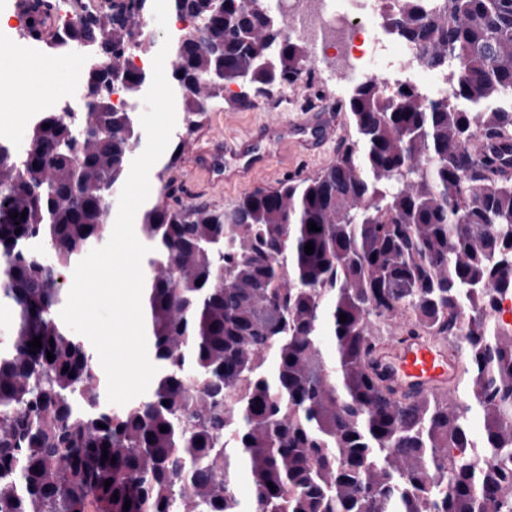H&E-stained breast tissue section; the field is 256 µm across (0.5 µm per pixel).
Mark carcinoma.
<instances>
[{
	"mask_svg": "<svg viewBox=\"0 0 512 512\" xmlns=\"http://www.w3.org/2000/svg\"><path fill=\"white\" fill-rule=\"evenodd\" d=\"M146 2L57 29L50 49L93 42L110 68H86L78 124L44 112L29 156L0 144V300L18 316L0 347V512H240L239 470L252 512H512V330L490 318L512 292V0L386 5L420 62L450 69L452 98L357 85L344 106L358 139L316 176L224 211L169 204L161 188L138 222L158 371L114 414L56 309L59 274L104 237L107 194L140 142L111 95L116 78L134 95L146 85L126 63ZM171 2L206 22L172 56L186 115L227 84L251 106L302 76L307 47L263 0ZM397 316L454 341L463 395L402 402L379 387L367 355Z\"/></svg>",
	"mask_w": 512,
	"mask_h": 512,
	"instance_id": "carcinoma-1",
	"label": "carcinoma"
}]
</instances>
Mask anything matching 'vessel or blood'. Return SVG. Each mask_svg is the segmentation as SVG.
<instances>
[{"label": "vessel or blood", "instance_id": "obj_1", "mask_svg": "<svg viewBox=\"0 0 512 512\" xmlns=\"http://www.w3.org/2000/svg\"><path fill=\"white\" fill-rule=\"evenodd\" d=\"M335 135L334 120L323 112L309 113L305 123L290 127L285 136L310 151L331 141ZM221 148L197 153L196 160L213 179L234 176L251 180L255 167L246 164L227 172ZM370 371L389 396L409 400L428 392L457 389L460 381L461 356L446 344L423 336L412 328L402 329L389 343L374 345L369 354Z\"/></svg>", "mask_w": 512, "mask_h": 512}]
</instances>
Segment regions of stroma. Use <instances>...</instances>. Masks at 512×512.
Masks as SVG:
<instances>
[{"mask_svg":"<svg viewBox=\"0 0 512 512\" xmlns=\"http://www.w3.org/2000/svg\"><path fill=\"white\" fill-rule=\"evenodd\" d=\"M16 3L17 0H0V14L8 18L6 26L0 27V144L20 154L29 145V133L39 111L64 105L76 98L74 67L77 59L52 52L42 40L19 48L17 31L22 20ZM42 57L53 59L52 71L32 92L28 102H18L11 93L8 74L12 73L20 60ZM338 67L337 60L325 59L316 84L300 80L291 85L275 87L268 97L259 99L250 108L220 101L190 120L186 119L184 112H177L169 145L149 174V202L158 200L161 185L166 182L170 184L174 198L183 203L225 210L254 189H272L291 178H308L334 164L347 144L357 138L350 116L345 111H336V135L315 154H303L300 147L277 139L259 141L256 149L264 155L266 164L247 183L214 181L196 165L193 149L195 144L230 140L266 123L299 122L304 114L294 106L293 100L301 95L309 97L321 94L327 107L334 108L337 98L349 97L353 87L361 82L357 76L347 82L341 81L337 74Z\"/></svg>","mask_w":512,"mask_h":512,"instance_id":"stroma-1","label":"stroma"}]
</instances>
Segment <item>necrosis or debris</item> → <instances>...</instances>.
Segmentation results:
<instances>
[{
    "label": "necrosis or debris",
    "mask_w": 512,
    "mask_h": 512,
    "mask_svg": "<svg viewBox=\"0 0 512 512\" xmlns=\"http://www.w3.org/2000/svg\"><path fill=\"white\" fill-rule=\"evenodd\" d=\"M289 32L311 49L312 59L339 48L366 80L386 88L412 65L414 52L402 40L380 33L354 46L353 33L363 21L377 18L385 0H271Z\"/></svg>",
    "instance_id": "1"
}]
</instances>
